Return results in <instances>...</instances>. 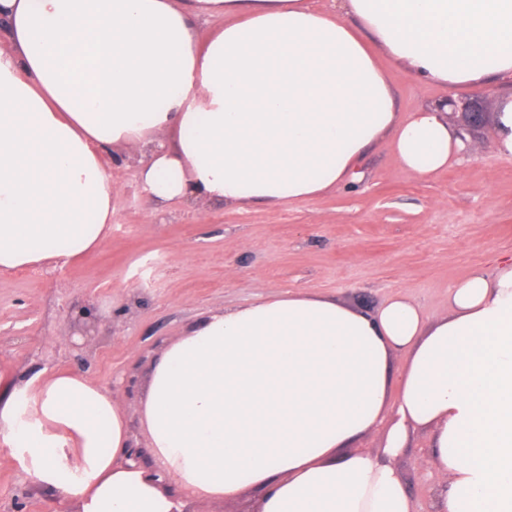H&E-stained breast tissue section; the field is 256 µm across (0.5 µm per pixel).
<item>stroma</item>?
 <instances>
[{
    "label": "stroma",
    "mask_w": 512,
    "mask_h": 512,
    "mask_svg": "<svg viewBox=\"0 0 512 512\" xmlns=\"http://www.w3.org/2000/svg\"><path fill=\"white\" fill-rule=\"evenodd\" d=\"M379 64L399 111L448 95L387 57ZM510 94L511 78L459 92L480 100L489 119L471 136L477 153L435 176L403 171L385 137L367 150L357 183L274 208L176 207L149 223L138 165L117 150L112 230L99 247L62 267L0 272V393L67 368L112 387L138 420L152 358L198 319L260 293L305 291L366 311L400 294L438 318L449 285L512 253V162L496 158L490 119ZM427 447L416 431L397 463L416 512L431 509L432 488L419 477ZM60 507L0 445V512Z\"/></svg>",
    "instance_id": "stroma-1"
}]
</instances>
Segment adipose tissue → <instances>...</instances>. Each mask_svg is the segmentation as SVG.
I'll return each instance as SVG.
<instances>
[{
	"label": "adipose tissue",
	"mask_w": 512,
	"mask_h": 512,
	"mask_svg": "<svg viewBox=\"0 0 512 512\" xmlns=\"http://www.w3.org/2000/svg\"><path fill=\"white\" fill-rule=\"evenodd\" d=\"M220 15L206 43L198 20ZM0 271L58 267L112 224L113 147L165 211L310 201L390 137L432 175L472 147L437 103L401 114L377 56L449 91L512 77V0H0ZM153 466L115 393L68 370L0 403V443L75 512H414L395 468L430 434L435 512H512V256L428 320L293 291L214 314L154 361ZM384 431L376 454H344Z\"/></svg>",
	"instance_id": "1"
}]
</instances>
